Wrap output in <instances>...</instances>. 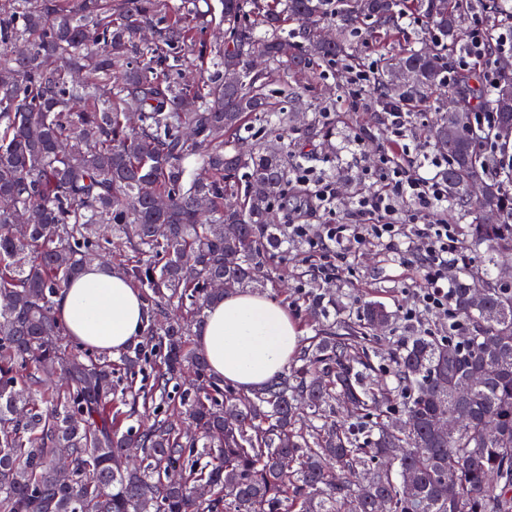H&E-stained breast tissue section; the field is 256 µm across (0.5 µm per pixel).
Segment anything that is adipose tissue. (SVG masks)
Listing matches in <instances>:
<instances>
[{"label": "adipose tissue", "instance_id": "adipose-tissue-1", "mask_svg": "<svg viewBox=\"0 0 512 512\" xmlns=\"http://www.w3.org/2000/svg\"><path fill=\"white\" fill-rule=\"evenodd\" d=\"M55 308L73 337L106 354L137 341L147 320L140 291L118 269L97 262L57 295ZM196 345L214 375L251 391L283 375L299 330L284 306L244 288L208 309Z\"/></svg>", "mask_w": 512, "mask_h": 512}]
</instances>
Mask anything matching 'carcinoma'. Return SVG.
<instances>
[{"mask_svg":"<svg viewBox=\"0 0 512 512\" xmlns=\"http://www.w3.org/2000/svg\"><path fill=\"white\" fill-rule=\"evenodd\" d=\"M190 0H0V512H512V273L469 269L448 291V335L411 336L395 357L396 386L359 366L369 331L395 316L364 302L354 321H329L336 303L307 292L325 323L301 343L288 374L240 392L190 347L205 311L224 298L213 280L248 287L274 260L270 216L288 198L291 152L272 139L244 150L247 120L270 109L267 90L310 65L354 67L366 27L389 38L400 10L459 43L463 0H224V46L198 37L206 13ZM298 27L283 35V27ZM336 23V38H322ZM144 28L154 38L132 62ZM29 43L23 56L17 43ZM216 66L202 85L179 81L181 52ZM261 53L262 70L250 68ZM448 58L413 45L380 56L379 94L413 112L447 88ZM478 85L470 112L512 122L502 88ZM448 159V208L472 207L466 247L512 256V157L482 153L473 127L437 114L426 131ZM242 173L245 180L235 181ZM483 184L475 202L473 181ZM162 198L165 206H155ZM148 312L142 341L120 357L134 373L156 366L150 395L112 403L114 363L66 333L55 297L112 239ZM486 289L481 308L471 289ZM463 325L464 340L453 324ZM472 380L457 402L455 385ZM179 404L188 434L167 413ZM346 420L323 417L336 404ZM143 407L151 420L127 421ZM461 412L444 437L435 413ZM236 420L224 423V416ZM71 455L70 477L53 466ZM283 456L292 461L284 469ZM176 469L181 480L170 482ZM455 473L448 485V472ZM414 484L408 485L407 478Z\"/></svg>","mask_w":512,"mask_h":512,"instance_id":"obj_1","label":"carcinoma"}]
</instances>
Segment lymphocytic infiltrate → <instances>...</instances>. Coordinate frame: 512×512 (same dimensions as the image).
<instances>
[{
  "mask_svg": "<svg viewBox=\"0 0 512 512\" xmlns=\"http://www.w3.org/2000/svg\"><path fill=\"white\" fill-rule=\"evenodd\" d=\"M511 53L512 24L498 22L496 13L487 10L470 29L464 51L448 73L456 75L475 60L484 63L483 79L489 86L495 80L497 57ZM383 112L385 140L389 150L400 149L401 158H393L389 150L383 153L351 211L335 223L292 224L288 235L306 239L319 252L321 263L315 274L324 279L339 275L342 260L354 249H390L401 240H412L410 263L422 280L415 306L405 313L407 320L414 321L423 313L447 309L448 271L464 260L462 231L444 220L432 222V215L448 206L445 189L437 179L412 173L406 112L395 104L386 105Z\"/></svg>",
  "mask_w": 512,
  "mask_h": 512,
  "instance_id": "f902f5d3",
  "label": "lymphocytic infiltrate"
}]
</instances>
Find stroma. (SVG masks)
I'll use <instances>...</instances> for the list:
<instances>
[{
  "label": "stroma",
  "mask_w": 512,
  "mask_h": 512,
  "mask_svg": "<svg viewBox=\"0 0 512 512\" xmlns=\"http://www.w3.org/2000/svg\"><path fill=\"white\" fill-rule=\"evenodd\" d=\"M399 30L398 41L385 47L380 46L374 34H364L358 42L364 62L378 60L382 49L393 50L401 43L422 47L433 42L412 21L400 22ZM346 80V74L333 69L314 70L299 90L307 104L303 110L295 109L293 98L282 85L270 87L272 102L290 116L284 135L304 146L308 163L317 175L335 181L336 209L340 212L351 208L365 172L375 167L385 144L380 117L351 108L341 92L340 86ZM362 129L367 137L361 146H354V135ZM272 217L280 227L283 242L268 269L270 279L261 291L284 305L302 335L310 336L316 324L308 318L302 298L311 287V272L318 259L306 244L288 240L285 213L277 209ZM402 258V253L367 246L349 253L346 271L340 277L320 282L323 292L344 305L349 316H356L359 306L369 300L381 302L395 312L396 322L367 344L375 366L382 371L393 369V354L404 338L424 331L439 336L448 333V314L443 310L424 314L417 321L406 320L405 312L415 301L417 283L415 273L403 264Z\"/></svg>",
  "instance_id": "stroma-1"
}]
</instances>
